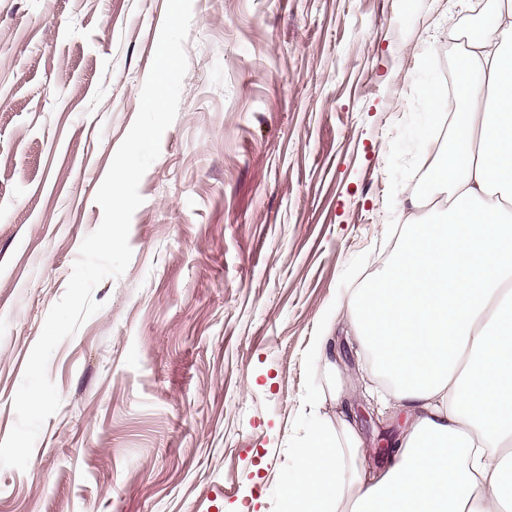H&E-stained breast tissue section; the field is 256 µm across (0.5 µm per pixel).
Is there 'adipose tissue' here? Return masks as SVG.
Instances as JSON below:
<instances>
[{
  "label": "adipose tissue",
  "mask_w": 512,
  "mask_h": 512,
  "mask_svg": "<svg viewBox=\"0 0 512 512\" xmlns=\"http://www.w3.org/2000/svg\"><path fill=\"white\" fill-rule=\"evenodd\" d=\"M459 82L470 90L451 157L427 192L444 194L442 220L407 224L381 276L342 307L361 345L413 417L385 467L368 472L353 420L314 428L284 491L289 512H500L512 488V0L493 30L473 41ZM480 254L483 278L467 279L449 242Z\"/></svg>",
  "instance_id": "ef3b65f1"
}]
</instances>
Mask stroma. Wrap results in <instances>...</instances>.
Returning <instances> with one entry per match:
<instances>
[{
    "instance_id": "obj_1",
    "label": "stroma",
    "mask_w": 512,
    "mask_h": 512,
    "mask_svg": "<svg viewBox=\"0 0 512 512\" xmlns=\"http://www.w3.org/2000/svg\"><path fill=\"white\" fill-rule=\"evenodd\" d=\"M497 0H193L179 110L143 176L124 274L54 351L62 404L0 512H282L315 425L369 467L410 412L336 304L394 257L438 50ZM166 0H0V441L131 128ZM345 395L335 400L333 389Z\"/></svg>"
}]
</instances>
